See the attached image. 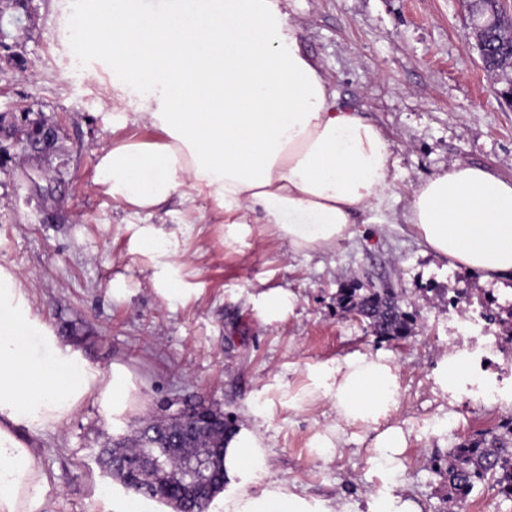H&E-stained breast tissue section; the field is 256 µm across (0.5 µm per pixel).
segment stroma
Instances as JSON below:
<instances>
[{"instance_id":"35a3bbf8","label":"stroma","mask_w":512,"mask_h":512,"mask_svg":"<svg viewBox=\"0 0 512 512\" xmlns=\"http://www.w3.org/2000/svg\"><path fill=\"white\" fill-rule=\"evenodd\" d=\"M300 48L338 94L390 140L399 178L385 212L370 210L353 236L327 253L295 254L260 230L224 237L210 201L173 197L162 228L183 256L178 287L188 302L158 293L151 255L132 252L133 229L96 183L97 152L112 142V61L83 52L70 37L72 0H0V113L26 112L59 129V189L50 199L17 177L40 158L0 168V264L24 280L33 309L79 348L90 366L126 364L142 381L143 415L113 424L86 404L63 429L33 438L49 476V512H110L99 490L123 493L103 471L101 452L139 427L142 417L171 414L199 401L236 423H255L270 445L268 480L356 506L384 490L373 462V432L348 428L329 459L310 447L336 416L324 400L289 407L315 365L355 352L390 354L399 383L391 421L407 448L393 479L422 512H444L446 481L436 458L465 439H512L507 399L477 400L463 385L443 393L436 375L450 349L448 300L495 294L512 300V279L479 274L438 259L406 224L416 186L457 162L512 178V104L493 88L471 36L466 0H287ZM124 278L131 296L115 301L109 284ZM396 288L416 321L414 335L380 340L366 320L346 313L344 285ZM281 288L295 299L292 315L267 323L252 297Z\"/></svg>"}]
</instances>
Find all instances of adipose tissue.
I'll return each instance as SVG.
<instances>
[{
  "label": "adipose tissue",
  "instance_id": "1",
  "mask_svg": "<svg viewBox=\"0 0 512 512\" xmlns=\"http://www.w3.org/2000/svg\"><path fill=\"white\" fill-rule=\"evenodd\" d=\"M89 0L74 13L73 39L112 57V91L125 111L113 129L148 126L156 141L120 139L102 149L96 182L129 216L153 214L182 189L212 200L229 238L263 224L296 252H325L381 207L396 180L390 142L374 123L341 108L301 51L282 0ZM425 247L485 280L512 274V179L457 163L413 191L406 214ZM160 270L163 295L190 300L165 272L176 252L147 224L132 240ZM303 399L328 400L336 425L313 441L319 457L347 427L375 430L373 462L395 470L407 446L389 419L397 375L386 354L356 352L308 373ZM120 423L142 410L130 370L89 366L33 311L19 275L0 265V512H47L50 481L32 432L57 430L86 403ZM255 425L224 441V512H334L327 502L266 481L270 457Z\"/></svg>",
  "mask_w": 512,
  "mask_h": 512
}]
</instances>
